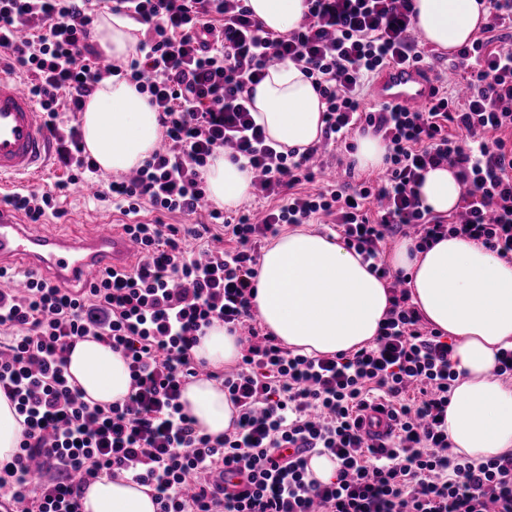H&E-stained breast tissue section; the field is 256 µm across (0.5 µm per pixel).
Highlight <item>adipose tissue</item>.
Segmentation results:
<instances>
[{"label": "adipose tissue", "instance_id": "1", "mask_svg": "<svg viewBox=\"0 0 512 512\" xmlns=\"http://www.w3.org/2000/svg\"><path fill=\"white\" fill-rule=\"evenodd\" d=\"M266 30L296 27L305 0H245ZM415 25L425 42L452 52L485 22L477 0H415ZM139 25L116 14L101 16L94 38L116 61L134 55ZM252 115L280 152L305 149L321 140L320 97L300 69L285 63L270 71L252 92ZM83 142L99 168L119 174L141 166L163 136L148 94L135 82L112 78L89 98L80 115ZM205 178L209 199L229 208L250 191L251 175L224 151L210 160ZM462 187L452 169L429 170L417 192L436 213L453 210ZM394 268L409 274L411 298L422 318L448 336L458 380L448 404V438L455 453L489 458L512 452V379L495 373L498 349L512 348V261L463 236H448L424 252L404 239L390 252ZM390 307L389 290L359 255L336 234L314 228L282 233L261 256L255 313L266 330L302 354L355 351L372 342ZM193 352L212 367L230 366L241 356L237 334L223 325L208 328ZM70 383L86 401L109 405L123 400L131 385L125 359L95 339L79 342L68 358ZM181 401L199 429L223 434L236 416L221 384L200 380ZM83 512H156L147 489L125 477L101 478L86 490Z\"/></svg>", "mask_w": 512, "mask_h": 512}]
</instances>
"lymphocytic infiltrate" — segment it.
Wrapping results in <instances>:
<instances>
[{
    "label": "lymphocytic infiltrate",
    "instance_id": "f902f5d3",
    "mask_svg": "<svg viewBox=\"0 0 512 512\" xmlns=\"http://www.w3.org/2000/svg\"><path fill=\"white\" fill-rule=\"evenodd\" d=\"M102 0H0V56L11 59L46 127L57 136L66 180L9 197L31 223L59 216L74 186L95 183L98 201L127 217L140 246L129 268L99 272L85 289L32 279L0 292V395L23 426L17 450L0 459V495L21 512H82L101 477L148 487L158 512H512V453L476 460L451 453L447 413L458 378L453 346L427 329L409 276L391 270L388 239L418 250L449 234L512 261V0H478L482 30L454 54L467 94L440 84L423 110L364 99L392 63L420 64L414 0H308L294 29L265 30L244 0H113L111 10L146 27L136 56L102 71L91 35ZM292 61L324 106V144L369 133L385 146L380 177L345 168L343 183L315 186L318 147L282 154L250 112L252 87ZM148 93L164 144L133 175L102 182L78 126L105 75ZM253 174L255 196L275 199L262 221L209 208L205 168L218 149ZM456 171V211L436 215L416 187L428 169ZM167 214L185 225L163 223ZM335 225L391 292L373 343L351 353L297 354L253 324L259 251L286 224ZM220 221L227 247L188 254ZM222 323L244 352L226 372L237 412L231 429L202 433L180 401L204 360L193 353L205 328ZM93 338L125 358L131 388L107 406L84 399L66 375L68 356ZM385 413V434L363 430L368 410ZM336 465L323 483L312 455ZM47 478L32 483L31 462ZM241 476L227 483V472Z\"/></svg>",
    "mask_w": 512,
    "mask_h": 512
}]
</instances>
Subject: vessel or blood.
Segmentation results:
<instances>
[{"mask_svg":"<svg viewBox=\"0 0 512 512\" xmlns=\"http://www.w3.org/2000/svg\"><path fill=\"white\" fill-rule=\"evenodd\" d=\"M434 85L424 68L393 64L378 76L372 96L383 104L419 110L431 99ZM54 151L35 100L14 75L0 70V268L12 271L9 280H0V289L22 290L32 275L84 284L95 270L125 268L135 254L129 237L109 224L59 236L32 232L16 221L5 196L41 176Z\"/></svg>","mask_w":512,"mask_h":512,"instance_id":"vessel-or-blood-1","label":"vessel or blood"}]
</instances>
